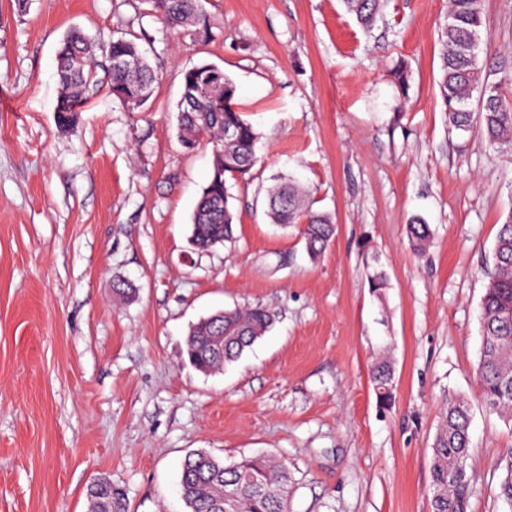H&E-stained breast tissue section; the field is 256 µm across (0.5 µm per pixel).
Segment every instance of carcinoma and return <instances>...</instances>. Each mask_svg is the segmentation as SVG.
I'll list each match as a JSON object with an SVG mask.
<instances>
[{"mask_svg": "<svg viewBox=\"0 0 512 512\" xmlns=\"http://www.w3.org/2000/svg\"><path fill=\"white\" fill-rule=\"evenodd\" d=\"M152 7L173 28L200 21L202 0H151ZM348 11L364 28L372 26L381 0H345ZM483 0H450L446 23L440 32L441 74L439 94L448 122L458 130L473 129L478 114L479 130L493 145L512 149V99L501 84L490 79L481 28ZM131 40L119 37L100 46L80 28L69 30L57 53L61 94L55 115L58 128H72L84 95L98 87L94 61L98 53L123 56L137 51ZM109 91L129 111L142 109L153 90L156 76L149 64L139 70L106 71ZM237 87L220 67L204 63L185 71L183 94L178 104V138L187 151L207 138L213 148V167L192 218L191 244L205 251L233 239L235 214L231 188L251 174L258 163L260 133L236 104ZM272 223L296 228L310 259H318L335 236L330 218L305 203L306 192L293 180L280 178L267 193ZM417 250L429 244L427 224L408 226ZM372 292L387 288L383 270L368 274ZM275 315L265 307L226 309L200 319L189 331L186 354L198 370L211 373L237 361L246 349L272 327ZM482 348L477 378L485 406L512 421V212L501 224L495 244V272L481 301ZM224 336L215 350L212 337ZM380 403H391L394 370L387 348L378 351L369 368ZM440 426L432 444L430 494L432 512H468L472 488L468 477L452 478L470 452V407L460 397L445 401ZM500 497L512 506V450L499 463ZM181 492L189 512H289L291 476L288 465L269 456L243 457L224 463L206 452L190 454L181 472ZM91 512H122L123 503L112 485L87 489Z\"/></svg>", "mask_w": 512, "mask_h": 512, "instance_id": "1", "label": "carcinoma"}]
</instances>
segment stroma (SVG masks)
I'll return each mask as SVG.
<instances>
[{"instance_id":"35a3bbf8","label":"stroma","mask_w":512,"mask_h":512,"mask_svg":"<svg viewBox=\"0 0 512 512\" xmlns=\"http://www.w3.org/2000/svg\"><path fill=\"white\" fill-rule=\"evenodd\" d=\"M448 0H383L363 29L344 0H204L175 30L148 0H0V512H88L101 476L124 512H187L185 457L286 461L291 512H432L431 446L448 395L472 410L469 512L498 496L512 424L476 369L479 307L512 211V151L448 123L439 30ZM78 26L125 37L157 81L127 111L101 86L58 130L55 55ZM487 68L512 97V0H483ZM237 86L261 161L232 189L234 240L192 250L212 147L182 148L183 74ZM308 186L337 231L310 261L265 214L274 177ZM433 231L425 252L407 228ZM389 286L371 294L369 259ZM129 281L134 298H115ZM263 306L273 328L223 372L186 359L190 326ZM390 345L381 405L369 365Z\"/></svg>"}]
</instances>
